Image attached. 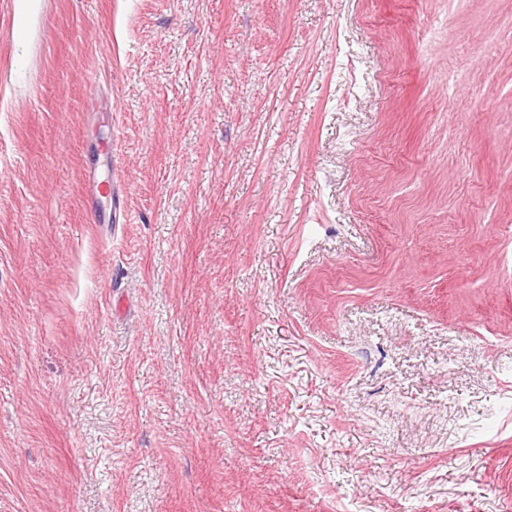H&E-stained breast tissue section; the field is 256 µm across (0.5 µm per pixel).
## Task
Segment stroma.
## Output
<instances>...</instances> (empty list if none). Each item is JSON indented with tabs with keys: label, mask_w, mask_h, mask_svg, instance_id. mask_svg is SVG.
Wrapping results in <instances>:
<instances>
[{
	"label": "stroma",
	"mask_w": 512,
	"mask_h": 512,
	"mask_svg": "<svg viewBox=\"0 0 512 512\" xmlns=\"http://www.w3.org/2000/svg\"><path fill=\"white\" fill-rule=\"evenodd\" d=\"M0 512H512V0H0Z\"/></svg>",
	"instance_id": "1"
}]
</instances>
